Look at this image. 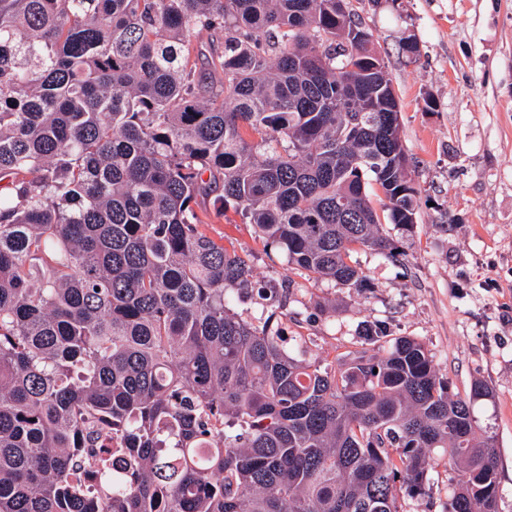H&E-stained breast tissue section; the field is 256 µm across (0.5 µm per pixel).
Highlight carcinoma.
<instances>
[{"mask_svg":"<svg viewBox=\"0 0 512 512\" xmlns=\"http://www.w3.org/2000/svg\"><path fill=\"white\" fill-rule=\"evenodd\" d=\"M350 0H0V512L488 510L497 446L424 344L336 367L244 320L282 303L201 230L218 194L308 278L365 288L417 224L400 100ZM222 40L212 73L198 35ZM117 435L120 475L76 474ZM440 457L439 464L430 472V486L425 496L414 499H401L402 509L407 512H443V505L448 501V489L451 483V471L448 469V454L441 451L433 453Z\"/></svg>","mask_w":512,"mask_h":512,"instance_id":"1","label":"carcinoma"}]
</instances>
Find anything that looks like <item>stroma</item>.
Wrapping results in <instances>:
<instances>
[{
	"instance_id": "1",
	"label": "stroma",
	"mask_w": 512,
	"mask_h": 512,
	"mask_svg": "<svg viewBox=\"0 0 512 512\" xmlns=\"http://www.w3.org/2000/svg\"><path fill=\"white\" fill-rule=\"evenodd\" d=\"M373 32L400 98L401 138L419 191L412 234L392 262L358 251L355 291L313 281L234 212L202 206L204 232L248 256L264 286L292 279L272 324L305 358L332 365L360 349L361 325L385 324L430 351L452 393L471 398L478 433L499 448V512H512V0H351ZM418 46L416 59L402 51ZM327 309L316 313V303ZM451 472L440 458L405 512H443Z\"/></svg>"
}]
</instances>
